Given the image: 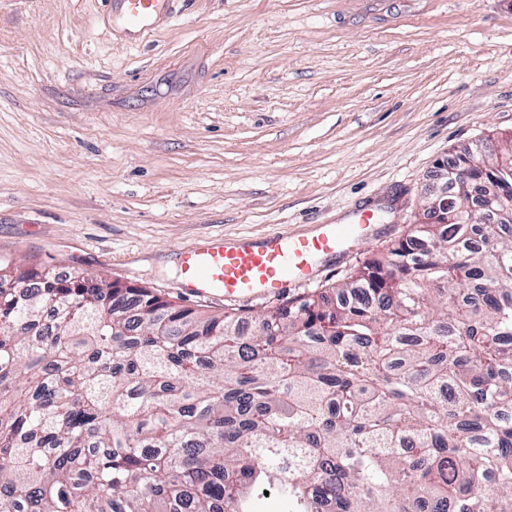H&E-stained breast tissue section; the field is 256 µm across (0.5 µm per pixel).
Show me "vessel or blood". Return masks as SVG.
Masks as SVG:
<instances>
[{"label": "vessel or blood", "instance_id": "1", "mask_svg": "<svg viewBox=\"0 0 512 512\" xmlns=\"http://www.w3.org/2000/svg\"><path fill=\"white\" fill-rule=\"evenodd\" d=\"M129 36L139 39L170 11L172 0H108ZM372 213L356 212L353 223L321 224L310 235L285 230L261 241L204 237L178 257L180 286L199 299L258 300L312 280L323 260L345 255L353 243L369 239Z\"/></svg>", "mask_w": 512, "mask_h": 512}]
</instances>
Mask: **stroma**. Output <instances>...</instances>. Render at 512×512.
Returning a JSON list of instances; mask_svg holds the SVG:
<instances>
[{
    "label": "stroma",
    "mask_w": 512,
    "mask_h": 512,
    "mask_svg": "<svg viewBox=\"0 0 512 512\" xmlns=\"http://www.w3.org/2000/svg\"><path fill=\"white\" fill-rule=\"evenodd\" d=\"M512 132V0H177L133 43L107 0H0V261L245 320L328 288L423 219L436 164ZM378 236L282 296L205 301L206 234Z\"/></svg>",
    "instance_id": "obj_1"
}]
</instances>
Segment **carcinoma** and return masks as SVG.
Masks as SVG:
<instances>
[{
    "instance_id": "obj_1",
    "label": "carcinoma",
    "mask_w": 512,
    "mask_h": 512,
    "mask_svg": "<svg viewBox=\"0 0 512 512\" xmlns=\"http://www.w3.org/2000/svg\"><path fill=\"white\" fill-rule=\"evenodd\" d=\"M448 223L242 332L0 263V512H512V133Z\"/></svg>"
}]
</instances>
